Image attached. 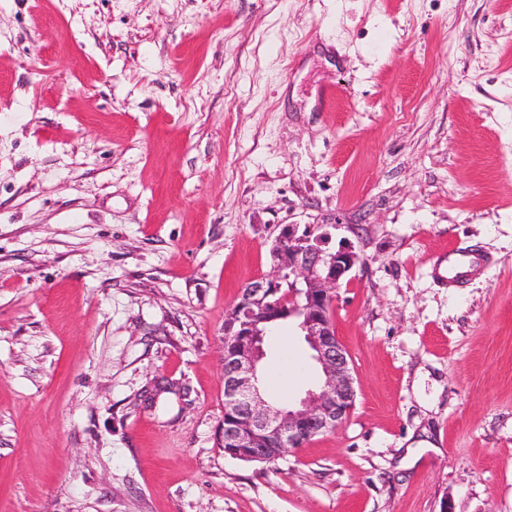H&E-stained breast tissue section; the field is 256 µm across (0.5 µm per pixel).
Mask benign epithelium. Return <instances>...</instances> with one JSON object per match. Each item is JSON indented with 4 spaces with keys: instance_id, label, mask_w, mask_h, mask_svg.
<instances>
[{
    "instance_id": "7a95c632",
    "label": "benign epithelium",
    "mask_w": 512,
    "mask_h": 512,
    "mask_svg": "<svg viewBox=\"0 0 512 512\" xmlns=\"http://www.w3.org/2000/svg\"><path fill=\"white\" fill-rule=\"evenodd\" d=\"M322 225L285 226L273 244L270 275L255 279L238 292L224 317V444L225 453L247 461H264L279 445L288 454L315 436L335 431L350 415L356 399L346 349L336 334L332 313L337 289L359 262L353 245L331 251ZM288 289V316L313 351L321 382L289 408L268 402L259 387L265 357L266 325L276 320L271 298Z\"/></svg>"
}]
</instances>
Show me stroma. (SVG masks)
I'll use <instances>...</instances> for the list:
<instances>
[{
    "mask_svg": "<svg viewBox=\"0 0 512 512\" xmlns=\"http://www.w3.org/2000/svg\"><path fill=\"white\" fill-rule=\"evenodd\" d=\"M285 224L362 257L357 398L249 463L224 313ZM0 512H512V0H0ZM484 259L475 251H448L446 263L433 270L436 278L454 285L481 271Z\"/></svg>",
    "mask_w": 512,
    "mask_h": 512,
    "instance_id": "obj_1",
    "label": "stroma"
}]
</instances>
